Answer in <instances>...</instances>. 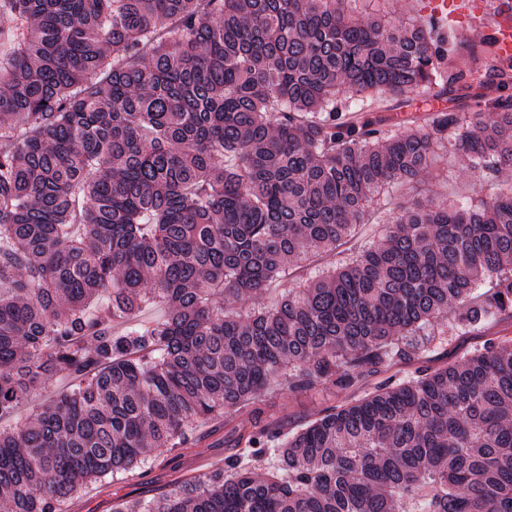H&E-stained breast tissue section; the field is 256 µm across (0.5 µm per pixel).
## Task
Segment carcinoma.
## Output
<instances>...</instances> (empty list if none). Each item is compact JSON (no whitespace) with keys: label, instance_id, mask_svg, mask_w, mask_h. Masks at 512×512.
Wrapping results in <instances>:
<instances>
[{"label":"carcinoma","instance_id":"obj_1","mask_svg":"<svg viewBox=\"0 0 512 512\" xmlns=\"http://www.w3.org/2000/svg\"><path fill=\"white\" fill-rule=\"evenodd\" d=\"M357 2L0 0V423L71 380L0 427L8 512H62L231 410L224 467L112 512H512V338L423 358L450 321L512 314V64L487 36L483 109L388 133V96L468 78L443 23ZM438 149L475 195L414 197L384 242L234 306L412 194ZM396 360L414 372L287 432L266 415L281 381L356 392Z\"/></svg>","mask_w":512,"mask_h":512}]
</instances>
